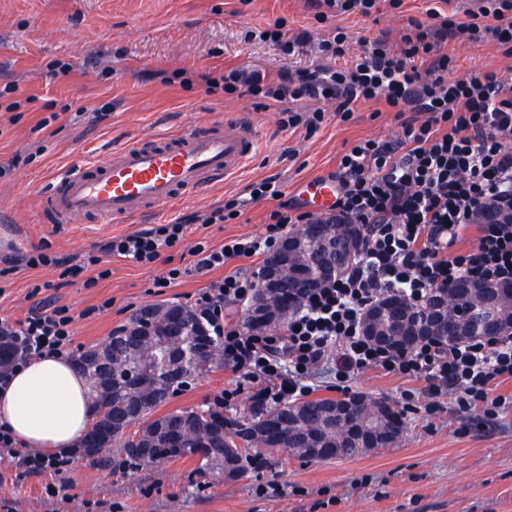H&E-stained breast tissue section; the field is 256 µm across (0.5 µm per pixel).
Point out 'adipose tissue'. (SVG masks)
Listing matches in <instances>:
<instances>
[{"instance_id":"ef3b65f1","label":"adipose tissue","mask_w":512,"mask_h":512,"mask_svg":"<svg viewBox=\"0 0 512 512\" xmlns=\"http://www.w3.org/2000/svg\"><path fill=\"white\" fill-rule=\"evenodd\" d=\"M90 422L87 383L67 356L32 358L0 385V430L18 448L69 454Z\"/></svg>"}]
</instances>
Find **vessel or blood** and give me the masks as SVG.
I'll return each instance as SVG.
<instances>
[{"label": "vessel or blood", "instance_id": "vessel-or-blood-1", "mask_svg": "<svg viewBox=\"0 0 512 512\" xmlns=\"http://www.w3.org/2000/svg\"><path fill=\"white\" fill-rule=\"evenodd\" d=\"M255 150L249 123L228 118L113 148L102 159L53 177L43 221L103 224L146 213L237 173ZM300 196L308 207L326 211L335 200L336 184L314 178L302 183Z\"/></svg>", "mask_w": 512, "mask_h": 512}]
</instances>
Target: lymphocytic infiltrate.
<instances>
[{
    "instance_id": "f902f5d3",
    "label": "lymphocytic infiltrate",
    "mask_w": 512,
    "mask_h": 512,
    "mask_svg": "<svg viewBox=\"0 0 512 512\" xmlns=\"http://www.w3.org/2000/svg\"><path fill=\"white\" fill-rule=\"evenodd\" d=\"M430 26L412 21L398 40L381 36L347 59V36L329 33L319 43L326 66L275 77L230 70L209 89L265 99L281 112L285 128L313 134L332 104L340 121L374 103L394 112L401 134L395 142L361 139L341 155L334 179V209L369 231L358 258L335 281L308 296L281 338L226 323L223 306L251 299L254 269L213 281L195 301L208 316L224 349V363L258 384L262 405L294 401L311 391L320 369L337 384L377 368L425 380L428 396L454 393L459 407L492 415L507 398L496 382L512 380V335L443 346L424 342L409 351L376 345L360 333L369 304L397 293L416 302L431 289L468 277L512 281V224H480L476 210L512 201V79L495 71L463 78L448 75L447 42L494 44L512 57V0H461L459 14L428 9ZM251 198L275 201L263 232L225 239L215 248L195 243L194 270L206 275L236 258L263 257L291 224L309 213L284 204L275 179L253 184ZM184 224L156 227L108 240L103 250L135 264H154L182 240ZM472 248L460 249L467 235ZM16 337L26 355L67 352L73 317L68 308L34 310L14 321L0 319V335Z\"/></svg>"
}]
</instances>
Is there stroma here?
Segmentation results:
<instances>
[{
  "label": "stroma",
  "instance_id": "1",
  "mask_svg": "<svg viewBox=\"0 0 512 512\" xmlns=\"http://www.w3.org/2000/svg\"><path fill=\"white\" fill-rule=\"evenodd\" d=\"M430 0H405L403 13L389 8L372 17L338 15L318 21L308 0H0V89L10 110L0 109V211L22 225L20 235L0 243V257L36 253L57 256L79 275L59 284L56 270L23 265L0 271V318H23L36 301L32 287L49 284L55 306L74 317L71 347L81 353L111 336L147 304H193L212 281L258 259L238 258L201 276L189 249L197 241L217 247L267 223L275 204L251 203L237 219L209 224L215 207L266 177L280 182L285 201L300 203L305 180L334 173L342 151L358 139L395 140L393 113L361 106L351 121L329 117L312 135L282 128L280 112L257 99L208 93L201 74L222 76L240 69L275 75L319 64L317 43L344 28L350 55L364 41L398 38L409 20L426 21ZM286 20L307 32L295 52L248 38V30ZM450 77L478 69L512 76V59L494 45L450 43ZM243 117L252 126L254 157L205 194L159 206L118 224H46L40 201L54 175L92 161L135 139L175 132L217 118ZM185 222V239L153 265L102 255L112 237ZM101 256V265L90 264ZM109 269L99 278L100 269ZM182 275L166 288L155 278ZM94 279L85 287L86 279ZM350 390L400 404L407 392L422 395L425 383L379 370L355 374ZM239 395L224 413L248 418L256 386L218 364L164 402L160 413L221 402L225 390ZM434 412L405 414L397 443L352 459L308 461L285 451H266L260 468L233 482L200 472L192 458L154 466L124 462L118 448L75 460L66 473L21 475L16 458L0 453V512H512V407L496 416L466 411L447 394ZM279 486L280 495L270 493Z\"/></svg>",
  "mask_w": 512,
  "mask_h": 512
}]
</instances>
